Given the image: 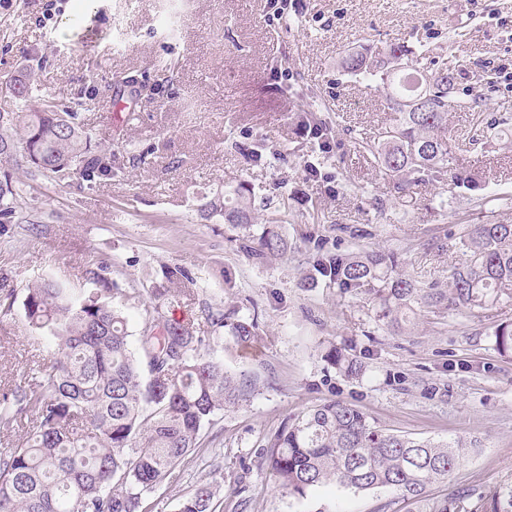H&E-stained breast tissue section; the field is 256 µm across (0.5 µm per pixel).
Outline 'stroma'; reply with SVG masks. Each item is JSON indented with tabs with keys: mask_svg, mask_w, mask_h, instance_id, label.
<instances>
[{
	"mask_svg": "<svg viewBox=\"0 0 512 512\" xmlns=\"http://www.w3.org/2000/svg\"><path fill=\"white\" fill-rule=\"evenodd\" d=\"M47 3L0 0V75L42 55L35 85L76 103L92 146L111 147L122 170L92 186H62L0 165L23 195L21 223L0 233V304L22 300L43 275L71 276L105 259L135 336L151 289L164 283L162 267L178 264L193 272L196 293L175 302L170 318L196 320L207 305L258 325L254 344L224 354L228 370L258 376L256 391L203 427L198 448L150 494L149 512H177L203 484L218 512H406L387 490L328 486L298 499L262 465L285 419L329 399L397 434L476 441L477 452L430 496L512 481V356L492 342L497 324L512 319V299L425 311L397 336L377 321L372 295L299 285L321 239L395 252L404 272L443 285L463 225L512 224V142L494 136L512 132V0H290L287 20L272 23L267 0H57L48 21ZM168 11L179 20L173 36L162 28ZM394 42L467 62L454 88L482 97L483 107L449 114L448 130L475 139L453 167L478 177L481 192L448 180L401 193L373 156L354 150L355 138L377 135L393 113L339 61L357 45ZM493 68L500 77L490 89L476 74ZM301 109L329 122V153L316 154L291 122ZM258 139L287 148L285 160L256 162ZM314 161L321 174L311 178ZM241 181L254 190L255 223L287 238V259L252 263L235 229L197 215V198ZM333 345L361 353L366 376L331 366ZM48 354L20 317H0V390Z\"/></svg>",
	"mask_w": 512,
	"mask_h": 512,
	"instance_id": "obj_1",
	"label": "stroma"
}]
</instances>
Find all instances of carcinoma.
<instances>
[{"label":"carcinoma","mask_w":512,"mask_h":512,"mask_svg":"<svg viewBox=\"0 0 512 512\" xmlns=\"http://www.w3.org/2000/svg\"><path fill=\"white\" fill-rule=\"evenodd\" d=\"M38 62L31 55L19 75L0 76V97L10 100V109L0 111V165L24 166L33 177L66 185L77 177L112 178V149H92L82 113L54 98L27 106ZM342 66L383 90L396 114L377 136L356 140L355 148L373 155L399 190L447 180L453 157L471 149V142L448 136V113L482 106L478 97L454 95L452 68L460 61L439 65L425 46L416 51L391 43L381 51L361 45ZM292 120L327 149L315 112H294ZM20 198L10 179L0 180V227L18 223ZM196 211L243 230L242 250L257 264L288 251L277 227L252 231V197L244 183L201 197ZM455 246L462 258L446 288L397 271L394 256L383 251L322 246L308 258L311 271L300 287L322 280L368 291L378 301V321L395 334L405 332L422 307L474 310L512 299V224H469ZM111 274L110 262L92 260L78 286L45 275L24 291L21 318L50 346V359L33 362L0 394L1 429L28 421L25 445L0 448V512H147V495L196 448L205 423L256 391L257 379L205 354L210 342H254L252 320L208 306L200 315L207 335L199 336L195 323L166 315L173 302L191 295L196 279L189 269H164L168 286L145 305L135 346L114 303L124 293ZM494 347L512 354V320L497 325ZM327 358L352 379L366 373L354 354L332 349ZM475 450L460 437L434 442L392 433L353 405L329 400L287 419L260 458L279 486L298 498L333 484L340 492L392 490L409 512H512V482L442 498L427 494ZM214 497L211 486L201 485L180 501L178 512H215Z\"/></svg>","instance_id":"1"}]
</instances>
